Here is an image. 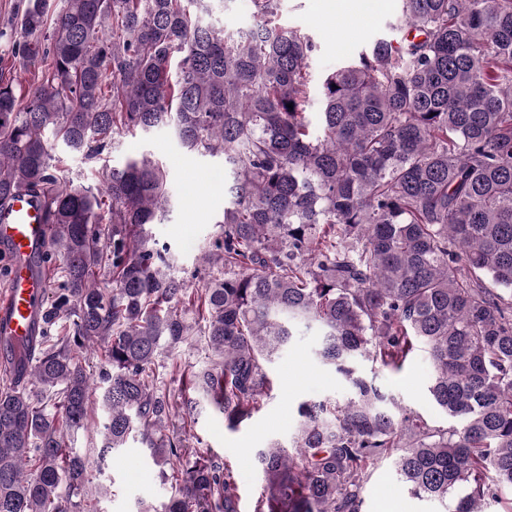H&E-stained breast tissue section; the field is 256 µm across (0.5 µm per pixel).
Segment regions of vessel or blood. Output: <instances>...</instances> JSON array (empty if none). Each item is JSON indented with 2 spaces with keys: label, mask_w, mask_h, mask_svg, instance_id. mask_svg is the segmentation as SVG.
<instances>
[{
  "label": "vessel or blood",
  "mask_w": 512,
  "mask_h": 512,
  "mask_svg": "<svg viewBox=\"0 0 512 512\" xmlns=\"http://www.w3.org/2000/svg\"><path fill=\"white\" fill-rule=\"evenodd\" d=\"M48 236V226L39 223L27 197L17 198L11 212L0 219V244L10 258L6 286L0 289V346L27 341L37 332L38 310L48 286L39 256Z\"/></svg>",
  "instance_id": "b4317fda"
}]
</instances>
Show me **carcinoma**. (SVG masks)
Here are the masks:
<instances>
[{
    "instance_id": "cac0c4a2",
    "label": "carcinoma",
    "mask_w": 512,
    "mask_h": 512,
    "mask_svg": "<svg viewBox=\"0 0 512 512\" xmlns=\"http://www.w3.org/2000/svg\"><path fill=\"white\" fill-rule=\"evenodd\" d=\"M61 3L26 0L20 30L0 29L35 67L0 74V217L24 194L50 228L40 339L14 349L27 383H0V512H99L86 485L132 443L169 490L136 512H239L232 460L190 445L198 407L239 430L301 324L349 395L298 405L294 453L257 452L254 512H360L396 448L399 480L448 512L512 488V0H400L402 38L325 74L315 129L317 45L276 23L279 0H250L255 25L236 32L200 21L208 0ZM164 127L224 163L230 200L200 287L152 238L171 208L152 155L96 185L62 175L60 151L93 161ZM198 341L207 361L173 366L174 398L163 355ZM417 344L455 426L358 368L399 372ZM80 430L99 436L94 470Z\"/></svg>"
}]
</instances>
